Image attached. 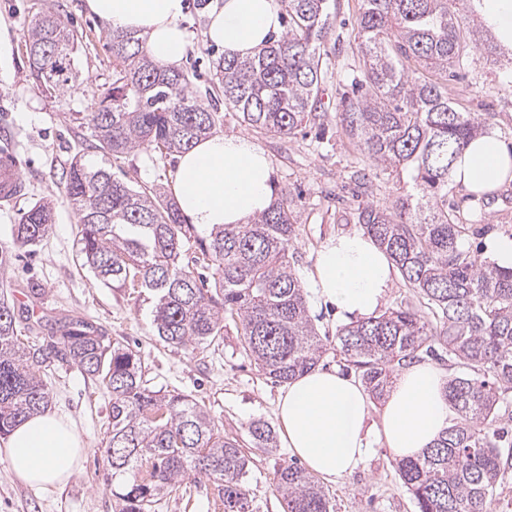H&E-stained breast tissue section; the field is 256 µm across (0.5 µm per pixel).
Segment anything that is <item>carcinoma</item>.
<instances>
[{"label":"carcinoma","mask_w":512,"mask_h":512,"mask_svg":"<svg viewBox=\"0 0 512 512\" xmlns=\"http://www.w3.org/2000/svg\"><path fill=\"white\" fill-rule=\"evenodd\" d=\"M281 2L283 32L250 57L217 60L215 70L224 107L240 123L288 138L320 119L318 92L331 75L335 13L331 0ZM453 2L361 0L356 49L362 78L342 93L340 126L377 169L406 173L412 192L385 206L360 204L350 217L385 249L415 301L343 326L333 344L316 332L291 268L298 230L291 194L253 221L225 224L199 242L200 267L214 269L207 279L180 264L193 225L182 223L171 197L134 188L125 174L77 156L62 171L65 196L79 218L83 265L108 284L147 289L157 334L170 346L214 343L224 320L237 319L243 350L273 383H289L331 352L375 397L395 368L440 351L462 365L466 372L447 386L458 420L422 456L397 463L417 512H486L508 465L495 425L512 392V269L464 249L467 225L446 207L452 163L489 118L463 111L430 74L459 77L473 48L512 61V47L486 28L469 30ZM109 39L118 70L85 118L91 148L117 163L144 145L181 153L212 135L216 113L199 103L188 74L148 59L131 32L113 30ZM25 43L38 87L51 94L69 89L76 31L43 12ZM51 221L49 206L36 203L22 215L17 238L34 244ZM19 333L15 307L0 298V437L48 408L45 376L73 364L112 397L107 454L122 512H145L198 468L218 483L224 512H253L248 459L239 446L187 396L147 388L138 354L107 341L80 317L54 322L47 338L26 341ZM249 433L255 447L275 448L266 422H252ZM144 461L151 465L145 478L137 475ZM277 489L287 512H329L315 478L293 463L278 470Z\"/></svg>","instance_id":"obj_1"}]
</instances>
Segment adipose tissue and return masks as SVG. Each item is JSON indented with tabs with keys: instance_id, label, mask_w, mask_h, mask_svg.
<instances>
[{
	"instance_id": "obj_1",
	"label": "adipose tissue",
	"mask_w": 512,
	"mask_h": 512,
	"mask_svg": "<svg viewBox=\"0 0 512 512\" xmlns=\"http://www.w3.org/2000/svg\"><path fill=\"white\" fill-rule=\"evenodd\" d=\"M88 12L112 29L137 33L145 54L167 68L181 66L189 45L186 0H85ZM283 27L281 0H219L206 36L225 56H252ZM467 192H493L512 178V149L496 130L472 139L452 165ZM177 205L196 231L244 224L274 203V170L265 151L241 136L214 135L181 153L173 180ZM394 264L362 232L336 236L317 252L309 286L318 300L349 319L376 315L393 286ZM445 373L414 363L398 374L379 419L355 378L312 369L289 382L278 417L289 450L314 474L333 479L358 469L380 442L400 458H416L449 425ZM12 474L45 491L78 472L85 444L73 422L45 411L0 441Z\"/></svg>"
}]
</instances>
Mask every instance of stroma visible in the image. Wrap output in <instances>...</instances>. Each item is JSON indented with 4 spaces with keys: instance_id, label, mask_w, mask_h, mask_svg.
Returning <instances> with one entry per match:
<instances>
[{
    "instance_id": "1",
    "label": "stroma",
    "mask_w": 512,
    "mask_h": 512,
    "mask_svg": "<svg viewBox=\"0 0 512 512\" xmlns=\"http://www.w3.org/2000/svg\"><path fill=\"white\" fill-rule=\"evenodd\" d=\"M184 25L189 33L183 70L195 78L199 101L217 113L216 134L250 138L267 153L276 192L295 195L299 235L292 269L300 283H307L316 252L331 238L352 232L345 213L357 204L385 205L399 192L394 177L377 172L343 135L336 109L341 93L361 74L355 50L359 0H336L339 40L332 59L333 76L319 94L323 141L314 133L286 140L264 135L241 125L224 108L213 65L222 57L220 47L205 35L210 0H187ZM51 11L73 24L81 38L76 55V81L59 94H46L33 83L24 35L31 20ZM0 18L9 24L11 49L0 68V149L11 151L20 164L25 190L12 204L0 208V250L12 263L6 266L4 293L16 311H23L30 291H37L39 314L75 315L102 329L110 341L140 355L144 378L155 391H177L202 405L223 431L236 440L248 456L246 477L255 512H285L277 489V471L294 461L285 444L273 451L255 448L249 434L252 421L263 420L279 428L276 405L282 386L259 372L252 357L243 352L239 325L225 320L219 343L190 344L175 348L164 343L152 323L146 290L102 284L82 266L77 235L78 215L66 200L59 176L74 156L100 164L89 133L80 120L94 111L112 84L114 61L106 26L84 8V0H0ZM469 79L449 81V92L464 95V108L492 113V128L512 146V64H497L480 51L470 56ZM177 165L173 155L139 148L121 162L135 183L171 190ZM365 170L368 180L358 183L354 170ZM52 209V222L44 238L33 245L16 238L15 226L35 203ZM448 202L457 206L461 223L470 231L462 241L478 259H485L489 242L512 237V183L489 201L472 202L457 184L448 186ZM51 408L72 421L87 452L79 471L63 488L51 493L18 481L0 458V512H119L113 496L112 467L106 453L111 427V397L98 382L73 365L53 370L48 379ZM330 512H415L398 476L389 448L375 444L363 467L333 480H321ZM146 512H224V500L213 481L202 472L189 471L181 484L159 495Z\"/></svg>"
}]
</instances>
